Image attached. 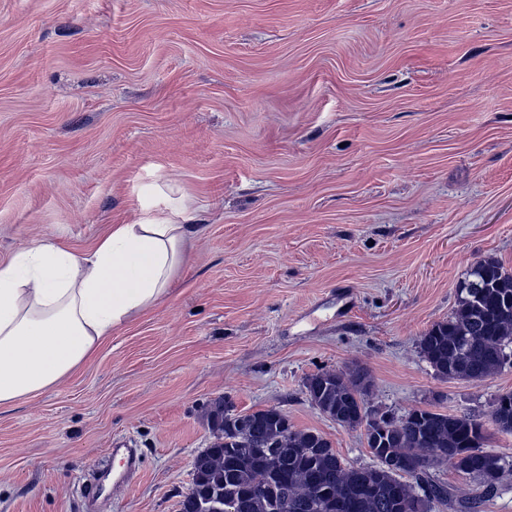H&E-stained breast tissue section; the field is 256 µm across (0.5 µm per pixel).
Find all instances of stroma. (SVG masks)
Wrapping results in <instances>:
<instances>
[{"instance_id":"35a3bbf8","label":"stroma","mask_w":512,"mask_h":512,"mask_svg":"<svg viewBox=\"0 0 512 512\" xmlns=\"http://www.w3.org/2000/svg\"><path fill=\"white\" fill-rule=\"evenodd\" d=\"M185 209L167 297L0 407V512H178L210 405L276 407L373 464L304 383L491 424L512 366L437 378L418 339L469 266L512 271V0H0V263ZM138 449L137 475L86 501ZM328 372L330 370L321 371L306 379L310 381V393L314 392L317 383H323L324 379L327 383L316 398L313 399L312 396H309L308 400L322 414L336 422L337 425L344 427L340 421L349 415L352 410L359 408L360 403L368 409L365 399L369 382L368 376L363 371L351 374L343 373V379L331 382L326 380Z\"/></svg>"}]
</instances>
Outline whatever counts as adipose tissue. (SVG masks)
Returning a JSON list of instances; mask_svg holds the SVG:
<instances>
[{
  "mask_svg": "<svg viewBox=\"0 0 512 512\" xmlns=\"http://www.w3.org/2000/svg\"><path fill=\"white\" fill-rule=\"evenodd\" d=\"M193 234L172 207L113 225L87 253L42 239L0 263V407L58 385L160 303Z\"/></svg>",
  "mask_w": 512,
  "mask_h": 512,
  "instance_id": "obj_1",
  "label": "adipose tissue"
}]
</instances>
